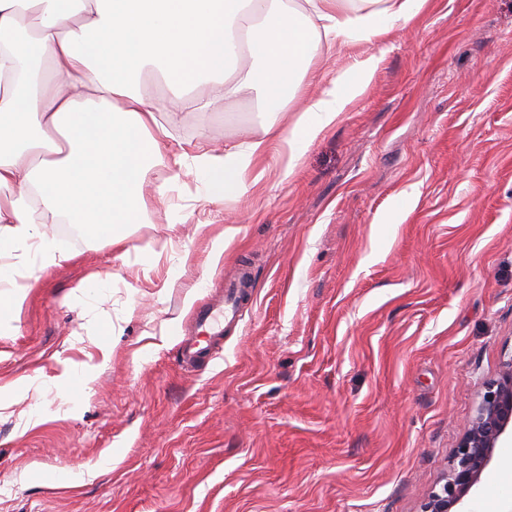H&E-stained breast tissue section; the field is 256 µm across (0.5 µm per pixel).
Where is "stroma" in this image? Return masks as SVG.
<instances>
[{"mask_svg":"<svg viewBox=\"0 0 512 512\" xmlns=\"http://www.w3.org/2000/svg\"><path fill=\"white\" fill-rule=\"evenodd\" d=\"M370 53L373 80L290 176L268 155L237 195L155 165L148 195L170 188L122 258L48 225L69 260L29 268L0 320V387H20L0 512H416L512 353V0H426L312 67ZM266 119L252 94L182 112L173 136L220 152ZM243 263L250 301L184 368L195 308ZM92 273L102 292L71 295ZM67 364L93 380L60 388ZM510 456L464 512H512Z\"/></svg>","mask_w":512,"mask_h":512,"instance_id":"stroma-1","label":"stroma"}]
</instances>
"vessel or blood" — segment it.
Listing matches in <instances>:
<instances>
[{"label":"vessel or blood","instance_id":"vessel-or-blood-1","mask_svg":"<svg viewBox=\"0 0 512 512\" xmlns=\"http://www.w3.org/2000/svg\"><path fill=\"white\" fill-rule=\"evenodd\" d=\"M249 291L244 284L229 288L225 301L200 307L195 316V332L186 339L181 356L184 363L197 362L210 353L211 344L224 333L225 323L236 320L240 304L247 300Z\"/></svg>","mask_w":512,"mask_h":512}]
</instances>
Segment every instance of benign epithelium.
Instances as JSON below:
<instances>
[{
  "instance_id": "obj_1",
  "label": "benign epithelium",
  "mask_w": 512,
  "mask_h": 512,
  "mask_svg": "<svg viewBox=\"0 0 512 512\" xmlns=\"http://www.w3.org/2000/svg\"><path fill=\"white\" fill-rule=\"evenodd\" d=\"M512 436V356L482 384L480 400L448 458L441 478L422 496L417 512H457L488 474L494 450Z\"/></svg>"
}]
</instances>
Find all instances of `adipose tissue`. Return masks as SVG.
<instances>
[{"instance_id": "adipose-tissue-1", "label": "adipose tissue", "mask_w": 512, "mask_h": 512, "mask_svg": "<svg viewBox=\"0 0 512 512\" xmlns=\"http://www.w3.org/2000/svg\"><path fill=\"white\" fill-rule=\"evenodd\" d=\"M0 0V284L13 287L0 314L20 308L24 268L67 261L38 220L75 225L88 238L123 249L139 223L152 162L181 112L252 91L267 111L285 110L312 62L390 33L424 0ZM39 29L25 38L23 19ZM254 17L241 30L243 17ZM380 59H355L347 76L314 77L291 131L263 125L260 139L224 153L166 154L188 172L242 191L245 173L270 146L289 152L292 174L311 142L334 124L372 80ZM166 93L142 92L144 78Z\"/></svg>"}]
</instances>
